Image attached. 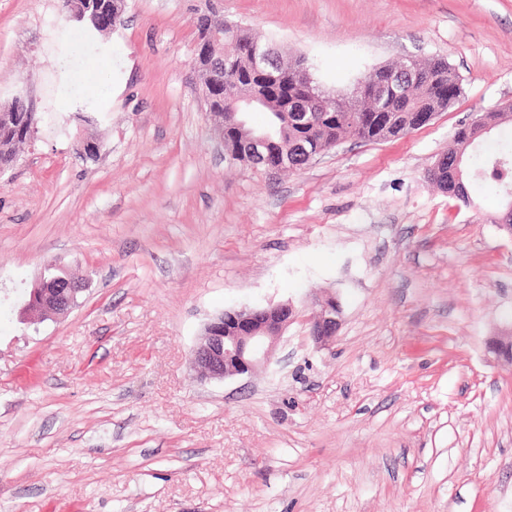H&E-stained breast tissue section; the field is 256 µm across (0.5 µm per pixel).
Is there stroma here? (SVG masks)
Returning a JSON list of instances; mask_svg holds the SVG:
<instances>
[{"label": "stroma", "mask_w": 512, "mask_h": 512, "mask_svg": "<svg viewBox=\"0 0 512 512\" xmlns=\"http://www.w3.org/2000/svg\"><path fill=\"white\" fill-rule=\"evenodd\" d=\"M204 0H127L90 40L58 0H0V104L38 131L0 170V512H512V234L498 187L429 178L456 131L512 100V0H219L324 91L440 57L462 94L408 134L344 140L277 175L229 161L194 66ZM108 65L112 96L81 76ZM89 100L100 124L68 121ZM100 145L96 160L77 139ZM88 287L24 318L47 266ZM336 294L313 351L202 380L212 317Z\"/></svg>", "instance_id": "35a3bbf8"}]
</instances>
